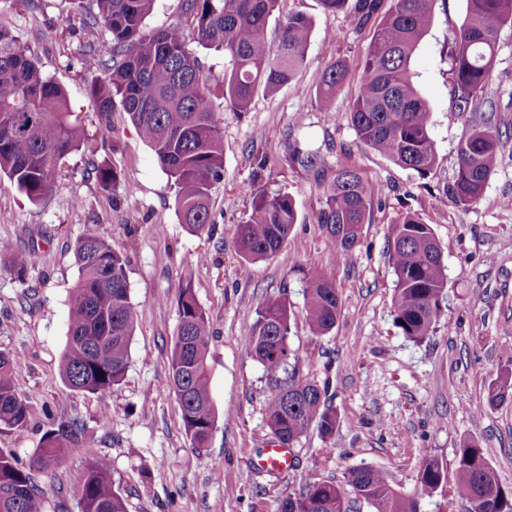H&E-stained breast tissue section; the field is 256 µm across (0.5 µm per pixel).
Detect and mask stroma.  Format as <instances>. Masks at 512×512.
<instances>
[{
  "label": "stroma",
  "mask_w": 512,
  "mask_h": 512,
  "mask_svg": "<svg viewBox=\"0 0 512 512\" xmlns=\"http://www.w3.org/2000/svg\"><path fill=\"white\" fill-rule=\"evenodd\" d=\"M466 0H435L433 24L416 51L415 79L431 105L437 163L427 176L400 167L361 144L349 121L363 59L375 28L358 24L353 7L325 12L319 0H281L266 28L276 42L280 18L308 15L313 31L306 59L277 93L257 88L247 111L217 100L224 129V180L213 191L212 222L199 233L182 224L176 191L128 114L115 109L109 134L92 110L95 76L79 0H0V26L29 46L43 75L60 84L85 127L79 150L65 156L51 192L31 203L0 176V350L21 353L16 383L31 407L27 426L0 428V449L30 464L47 431L76 418L86 439L52 471H33L46 512H81L85 464L112 477L127 512H278L280 501L305 483L343 484L347 470H380L413 492L426 455L444 467L442 492L422 512H464L453 500L455 457L475 440L512 491V403L490 408L488 391L512 356V24L499 34L487 96L497 106L498 166L480 199L449 201L444 187L456 171V149L467 118L449 120L448 35L465 16ZM349 64L332 111L319 86L334 61ZM110 137L112 149L102 147ZM315 154L304 165L300 152ZM108 161L129 193L99 187L93 163ZM355 169L374 190L373 209L349 256L327 242L318 212L338 165ZM290 193L297 224L280 251L245 261L237 251L240 224L252 211L251 192ZM415 214L433 231L446 266L442 313L431 335L414 342L392 316L395 275L387 256V226ZM104 236L129 259L134 332L123 381L107 399L72 391L60 376L70 294L79 277L77 242ZM29 255L24 279L8 268L11 254ZM332 276L341 311L332 331L312 335L305 318L310 270ZM191 284L208 314L213 338L208 374L216 420L208 447H192L169 378L179 326L178 297ZM285 299L291 312L292 367L300 379L328 389L336 412L334 439L309 429L289 448L291 465L260 466L272 435L264 370L242 338L258 309Z\"/></svg>",
  "instance_id": "35a3bbf8"
}]
</instances>
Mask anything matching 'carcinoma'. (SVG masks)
<instances>
[{
	"label": "carcinoma",
	"mask_w": 512,
	"mask_h": 512,
	"mask_svg": "<svg viewBox=\"0 0 512 512\" xmlns=\"http://www.w3.org/2000/svg\"><path fill=\"white\" fill-rule=\"evenodd\" d=\"M156 0H92L83 23L90 34L103 30L108 38L88 43L104 76L90 87L99 125L110 128V114L121 106L176 189L182 222L194 232L212 223L210 200L224 178V130L214 108L222 99L245 110L256 87L276 92L304 63L313 23L293 13L281 23L276 48L265 38L269 18L279 0H186L190 24L147 28ZM380 0H357L362 24L377 11ZM433 22V0H390L361 63V83L350 109L359 141L395 164L431 173L436 150L430 131L431 108L413 80L412 61ZM512 24V0H467L463 23L448 37L451 93L472 104L476 116L457 146L454 179L445 196L458 206L475 203L499 160L495 107L486 98L500 29ZM196 43L224 54L229 67L214 79L189 49ZM348 67L337 61L322 75L320 99L325 109L344 82ZM84 127L67 105L64 89L47 79L31 51L0 26V174L33 203L50 191L59 161L78 149ZM98 184L112 197L129 192L107 161L94 166ZM252 213L240 225L238 249L246 260L273 257L288 239L296 221L293 197L252 190ZM373 192L358 173L341 165L325 194L318 221L327 242L345 256L360 242L370 218ZM388 262L395 280L393 316L413 340L428 336L439 319L447 279L442 251L431 228L411 214L388 227ZM79 280L73 290L68 336L60 360L66 385L106 398L125 376L133 335L134 311L129 299L126 256L107 240L90 233L76 247ZM340 299L322 271L309 272L305 312L310 332L323 336L336 325ZM179 327L169 363L170 381L178 400L185 434L195 448L206 447L215 424L207 362L211 321L190 285L181 287ZM288 306L281 299L266 302L257 312L245 341L262 365L268 381L267 425L283 445L292 444L310 427L328 438L336 431V411L327 404L326 388L296 377ZM20 357L0 351V427L21 428L31 406L18 393L15 373ZM512 399V368L505 369L489 389L487 404L498 407ZM84 424L77 418L49 430L36 451L47 470L61 465L67 452L82 443ZM347 485L373 512H422L421 504L443 483L439 460L427 456L414 492L402 493L377 469L355 466ZM81 512H126L109 473L96 461L86 464L80 487ZM453 498L465 512H512L497 472L482 448L465 441L456 459ZM0 512H44V493L12 453L0 448ZM280 512H348L345 491L330 482H309L282 500Z\"/></svg>",
	"instance_id": "1"
}]
</instances>
